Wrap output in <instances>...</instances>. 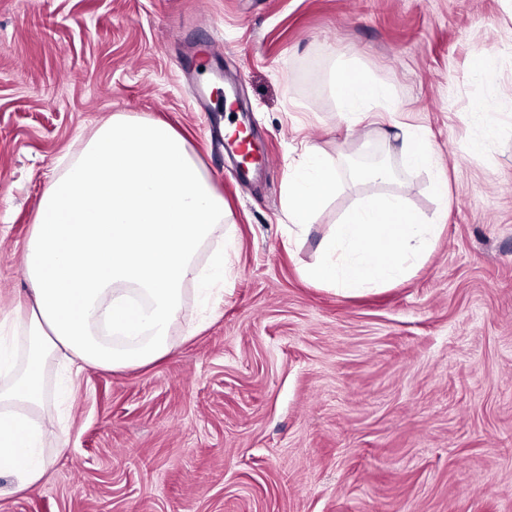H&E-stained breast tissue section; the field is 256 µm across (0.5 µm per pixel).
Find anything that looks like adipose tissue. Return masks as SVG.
<instances>
[{"label": "adipose tissue", "mask_w": 512, "mask_h": 512, "mask_svg": "<svg viewBox=\"0 0 512 512\" xmlns=\"http://www.w3.org/2000/svg\"><path fill=\"white\" fill-rule=\"evenodd\" d=\"M336 95L347 123L385 109V88L352 70ZM337 188L319 149L304 145L288 181V216L299 226ZM224 221L185 138L149 117L114 113L94 131L61 178L45 189L25 253L31 294L16 307L28 326L26 357L0 336V475L26 492L44 482L51 461L41 414L48 356L105 369H134L167 356L185 304L184 282L197 254ZM436 232L403 196H368L348 209L318 244L305 276L353 294L398 282ZM92 264H82L84 255Z\"/></svg>", "instance_id": "1"}]
</instances>
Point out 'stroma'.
I'll use <instances>...</instances> for the list:
<instances>
[{
	"instance_id": "1",
	"label": "stroma",
	"mask_w": 512,
	"mask_h": 512,
	"mask_svg": "<svg viewBox=\"0 0 512 512\" xmlns=\"http://www.w3.org/2000/svg\"><path fill=\"white\" fill-rule=\"evenodd\" d=\"M351 69L391 101L355 125ZM215 86L253 123L256 179L233 177ZM117 112L186 139L228 210L196 265L223 245L233 274L203 303L186 281L159 361L87 369L64 401L50 363L66 435L45 436L44 484L0 478V512H512V0H0V321L44 190ZM397 122L428 132L447 197ZM305 142L338 182L306 235L286 209ZM355 154L441 227L405 280L343 295L303 270L377 191Z\"/></svg>"
}]
</instances>
